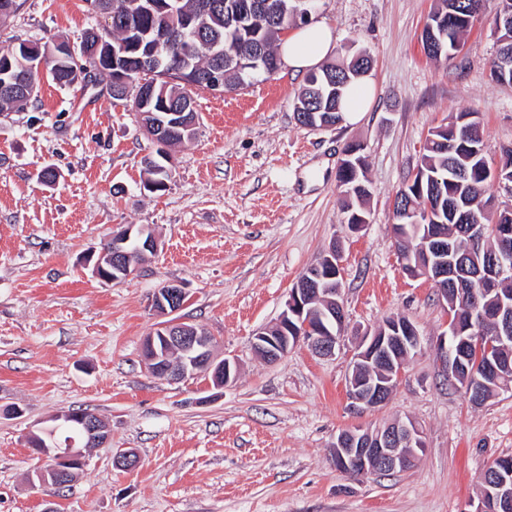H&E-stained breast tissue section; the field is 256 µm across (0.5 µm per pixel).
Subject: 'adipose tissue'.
<instances>
[{
    "mask_svg": "<svg viewBox=\"0 0 512 512\" xmlns=\"http://www.w3.org/2000/svg\"><path fill=\"white\" fill-rule=\"evenodd\" d=\"M333 49V32L328 24L320 21L297 29L279 47L282 60L295 75L317 68Z\"/></svg>",
    "mask_w": 512,
    "mask_h": 512,
    "instance_id": "adipose-tissue-1",
    "label": "adipose tissue"
}]
</instances>
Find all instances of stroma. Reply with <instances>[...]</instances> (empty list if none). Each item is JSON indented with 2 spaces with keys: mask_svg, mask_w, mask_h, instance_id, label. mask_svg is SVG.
I'll use <instances>...</instances> for the list:
<instances>
[{
  "mask_svg": "<svg viewBox=\"0 0 512 512\" xmlns=\"http://www.w3.org/2000/svg\"><path fill=\"white\" fill-rule=\"evenodd\" d=\"M434 0H319L337 48L369 51L367 112L324 129L294 113L304 76L281 68L239 90L192 97L194 137L172 150L164 191L144 186L156 146L131 100L42 76L24 112H0V512H468L488 464L512 456V390L471 404L447 382L434 344L444 310L433 283L408 276L392 232L396 191L450 114L476 110L486 156L512 147V85L492 81L497 36L472 28L460 53L429 59L421 34ZM101 22L86 0H25L0 43L64 38L79 46ZM364 147L368 222L344 221L336 172L346 144ZM58 178L41 180L45 168ZM128 224L150 227L157 254L119 282L80 261ZM343 253L347 330L333 356L307 345L267 362L254 334L274 325L288 292L330 245ZM177 282L178 316L240 367L218 389L204 374L152 376L141 345L160 317L155 290ZM408 318L423 349L388 401L351 411L348 378L363 334ZM11 406L21 415L8 414ZM101 416L111 437L87 449L67 487L39 483L30 430L62 410ZM410 419L424 446L386 476L336 469L345 429ZM134 450L139 465L116 467Z\"/></svg>",
  "mask_w": 512,
  "mask_h": 512,
  "instance_id": "stroma-1",
  "label": "stroma"
}]
</instances>
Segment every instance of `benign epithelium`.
<instances>
[{"label":"benign epithelium","instance_id":"1","mask_svg":"<svg viewBox=\"0 0 512 512\" xmlns=\"http://www.w3.org/2000/svg\"><path fill=\"white\" fill-rule=\"evenodd\" d=\"M317 0H295V6L287 7L286 0H266L268 14L276 22L283 21L281 28L275 31V37L282 38L288 32L311 19ZM143 10L163 17L176 11L171 0H147ZM238 32L249 38L257 39L260 31L256 30L251 16L240 11L236 13ZM507 30L512 33V0L500 2L497 24L494 32ZM129 49L137 53L134 63L140 76L133 97L139 109L141 127L146 135L158 146V156L166 162L162 170L172 171V157L167 152L165 134L196 127L197 120L191 118L183 107H170L157 99L156 79L160 77L161 67L158 49L169 42L172 31L161 22L154 24L149 32L143 34L133 25L125 31ZM93 67L82 70L73 69L74 82H86L87 73L106 74L117 85H127L129 57L126 49L112 50L102 54H92ZM44 63L37 65L25 63L21 58L11 60L7 57L0 67V94L21 98L28 96L27 72L35 68L43 69ZM281 69L279 59L266 60L253 54L237 61L236 70L244 78L255 74L271 77ZM178 81L186 88L201 87L211 93L224 94V68L216 66L206 72L201 83L179 75ZM411 225L399 224L398 230L407 236L419 234L423 220L431 217V208L416 209ZM475 254L472 263L455 264L446 259L429 260L430 255L440 254L445 250V236L437 228L428 229L421 239L419 249L427 257L426 263L414 264L402 260L405 272L410 277L425 276L432 281L442 302L445 330L437 339L435 353L448 377L459 376L463 369L460 352L448 351V337L462 336L464 344L476 343L479 348L492 356L496 365H501L498 352L504 337L512 335V306L502 305L490 310L481 305L477 292H472V307L467 322H462L456 306L448 304V287L456 283H479L493 285L498 280L512 274V244L503 239L500 252L479 257L484 240L485 227L482 224L466 225ZM146 238L140 254L144 257L154 255L159 248L158 238L151 228L129 224L112 235L99 252H92L85 258V265L90 268L94 278L105 282H117L128 277L135 269L130 255L124 245L131 239L133 232ZM324 274L311 281L298 278L289 291L285 309L273 328H263L254 334L252 348L260 357L268 361H277L299 343L307 344L311 350L321 356L335 353L338 334L344 332L346 316L343 305L335 302L325 305V309L314 312L310 303L324 295H339V288H322L323 281L334 280L341 276L342 252L338 247L330 248L322 258ZM186 292L174 282H166L156 289L151 306L161 316H168L179 311L185 304ZM331 320L336 324L338 333L334 334L323 327L322 322ZM213 338L204 331L184 322L172 319L158 324L155 331L144 339L142 357L148 372L158 378L179 381L188 376L205 373L210 376L216 388L235 381L239 374L237 362L227 358L219 359L215 355ZM422 350L420 334L415 325L407 320L394 318L362 337L354 365L381 362L388 365V375L381 382H368L354 375L349 378L348 395L354 410L362 411L384 404L390 397L393 379L400 378L405 372L411 353ZM53 425L39 427L29 433V447L41 458L48 461V466L38 473L39 481H50L53 485L64 487L83 467L82 448L75 447V441L65 444L53 440L55 431L72 422L77 423L83 433V448L101 446L109 441L110 430L106 422L92 412L75 413L62 411L51 418ZM418 430L405 422L397 421L381 429L368 430L357 428L346 430L336 437L334 445V463L336 467L348 474H363L367 470L394 472L407 468L418 447ZM484 485L480 503L475 512H512V483L505 479H495L490 475L482 478Z\"/></svg>","mask_w":512,"mask_h":512}]
</instances>
